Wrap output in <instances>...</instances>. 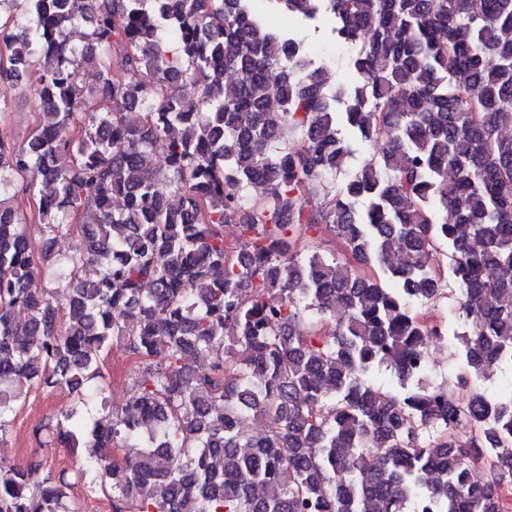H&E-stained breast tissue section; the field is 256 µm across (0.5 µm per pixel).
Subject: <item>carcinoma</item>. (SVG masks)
<instances>
[{"label":"carcinoma","mask_w":512,"mask_h":512,"mask_svg":"<svg viewBox=\"0 0 512 512\" xmlns=\"http://www.w3.org/2000/svg\"><path fill=\"white\" fill-rule=\"evenodd\" d=\"M26 2L0 15V76L43 119L0 142V441L33 385L81 391L121 338L150 362L124 414L96 385L101 411L53 432L112 512H512V379L465 400L423 381L433 336L458 342L465 383L512 373V0ZM275 11L330 20L354 82L323 80ZM367 141L386 147L336 180ZM35 184L34 222L76 228L78 253L34 260ZM323 232L354 262L321 254ZM453 294L468 331L416 311ZM384 363L416 387L374 386ZM37 471L0 460V512H72L68 477Z\"/></svg>","instance_id":"1"}]
</instances>
